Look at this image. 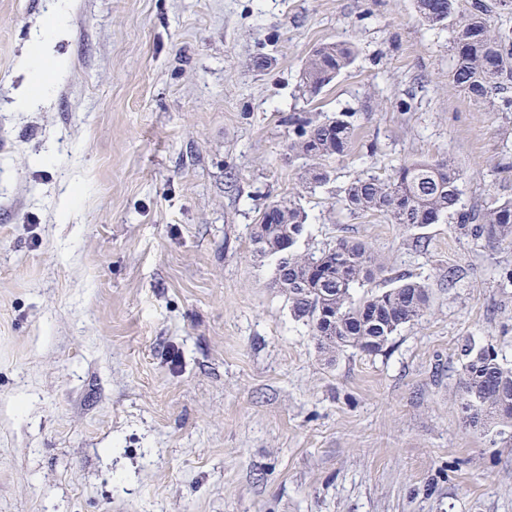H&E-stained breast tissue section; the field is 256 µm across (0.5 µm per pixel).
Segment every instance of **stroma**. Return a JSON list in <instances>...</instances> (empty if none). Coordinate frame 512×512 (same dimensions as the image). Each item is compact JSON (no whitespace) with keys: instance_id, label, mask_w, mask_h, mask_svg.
I'll list each match as a JSON object with an SVG mask.
<instances>
[{"instance_id":"obj_1","label":"stroma","mask_w":512,"mask_h":512,"mask_svg":"<svg viewBox=\"0 0 512 512\" xmlns=\"http://www.w3.org/2000/svg\"><path fill=\"white\" fill-rule=\"evenodd\" d=\"M51 5L0 0V512H512V445L456 403L463 344L512 366V248L343 203L417 158L455 162L463 210L512 197V112L449 87L450 29L415 0H71L29 108ZM332 41L354 63L303 96ZM339 112L355 141L301 188L288 118ZM295 190L299 251L428 284L383 352H321L254 257ZM59 2L65 5L58 7L49 22L41 28L39 40L35 42L42 47L41 52L38 55L24 57L19 63L20 68L29 76V90L25 101L31 106L38 104L51 90V82L48 81L47 74H51L52 70L56 68L51 44L64 26L65 10L69 1Z\"/></svg>"}]
</instances>
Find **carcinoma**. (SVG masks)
<instances>
[{
	"label": "carcinoma",
	"instance_id": "obj_1",
	"mask_svg": "<svg viewBox=\"0 0 512 512\" xmlns=\"http://www.w3.org/2000/svg\"><path fill=\"white\" fill-rule=\"evenodd\" d=\"M512 0H416L417 12L432 28L452 24L453 65L450 82L476 102L512 112V36L496 30L495 15ZM346 41L322 43L308 56L304 88L318 94L354 61ZM354 114L314 120L291 115L295 139L288 151L322 160L348 155L356 135ZM460 171L451 160H407L387 179L355 178L345 189L352 213H372L404 227L439 224L457 216L455 230L474 242L512 247V198L485 209H459ZM274 216L263 213L251 239L260 257L276 259V281L288 295L293 317L308 325L319 349L327 354L354 348L378 354L404 326L427 311L429 288L418 280L398 277L390 288L369 289L384 272L362 242L339 239L317 252L301 254L298 243L307 215L293 200L271 204ZM362 296H356L359 289ZM335 317L324 326L325 316ZM457 409L475 432H496L512 441V367L499 362L486 347L462 348Z\"/></svg>",
	"mask_w": 512,
	"mask_h": 512
}]
</instances>
